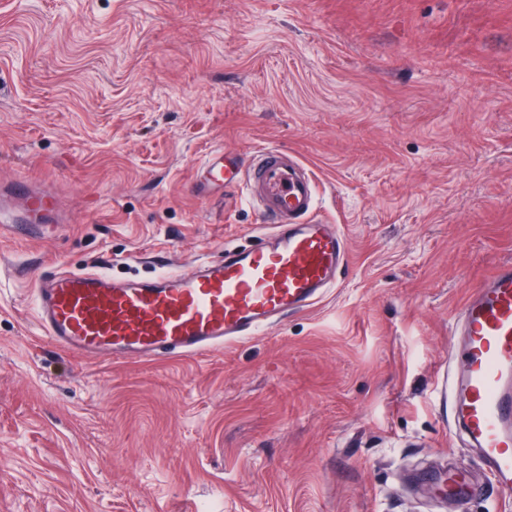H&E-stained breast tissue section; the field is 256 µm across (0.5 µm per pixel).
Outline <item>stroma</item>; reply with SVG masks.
<instances>
[{"instance_id": "stroma-1", "label": "stroma", "mask_w": 512, "mask_h": 512, "mask_svg": "<svg viewBox=\"0 0 512 512\" xmlns=\"http://www.w3.org/2000/svg\"><path fill=\"white\" fill-rule=\"evenodd\" d=\"M288 149L350 262L201 356L64 353L34 287L186 270L257 241L202 163ZM0 512H512L448 421L468 293L512 261V0H0ZM475 484L466 504L423 475ZM17 201L27 213L25 221L30 223H3L4 226L24 230L26 225L37 224L50 213L58 209V201L54 194L48 190H38L28 187L24 183H18L15 186L2 190L0 192V218L4 222L7 214H11L13 203Z\"/></svg>"}]
</instances>
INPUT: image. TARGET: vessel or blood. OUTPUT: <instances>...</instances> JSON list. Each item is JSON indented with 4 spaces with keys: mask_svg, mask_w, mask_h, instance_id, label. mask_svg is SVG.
I'll return each mask as SVG.
<instances>
[{
    "mask_svg": "<svg viewBox=\"0 0 512 512\" xmlns=\"http://www.w3.org/2000/svg\"><path fill=\"white\" fill-rule=\"evenodd\" d=\"M245 189L265 225L250 247H225L186 274L114 280L58 272L36 288L37 320L57 348L117 361L198 356L258 334L321 302L349 263L345 237L318 211L307 169L267 148L249 164L213 154L195 184L210 197ZM21 204L30 223L58 209L54 194L19 183L0 191V218ZM450 350L449 417L483 461L492 487L512 493V262H500L460 308Z\"/></svg>",
    "mask_w": 512,
    "mask_h": 512,
    "instance_id": "b4317fda",
    "label": "vessel or blood"
}]
</instances>
